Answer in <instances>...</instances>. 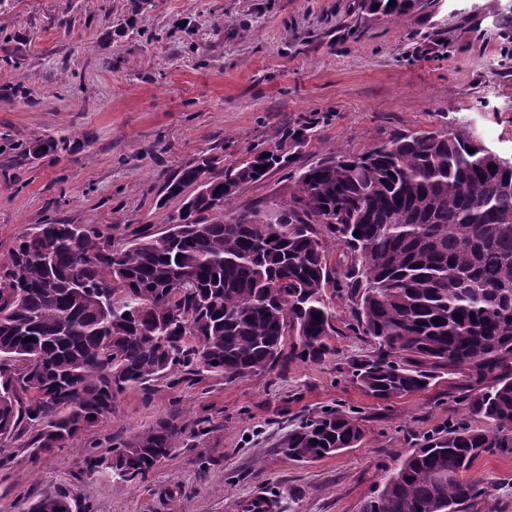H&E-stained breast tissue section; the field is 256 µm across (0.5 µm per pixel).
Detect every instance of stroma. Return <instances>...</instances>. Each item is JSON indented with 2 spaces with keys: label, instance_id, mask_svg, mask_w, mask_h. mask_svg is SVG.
<instances>
[{
  "label": "stroma",
  "instance_id": "35a3bbf8",
  "mask_svg": "<svg viewBox=\"0 0 512 512\" xmlns=\"http://www.w3.org/2000/svg\"><path fill=\"white\" fill-rule=\"evenodd\" d=\"M0 256L35 225L96 224L115 246L167 228L180 199L166 179L201 156L229 165L313 124L307 144L236 207L288 198L293 176L394 135L465 126L512 154V0H420L393 18L364 0H0ZM23 84L20 98L6 89ZM38 140L63 149L30 155ZM332 352L233 379L168 376L119 393L68 447L32 455L28 435L0 440V512H29L66 489L78 512H236L257 493L276 512H362L427 438L468 417L456 376L389 399L350 366L373 351L353 333L354 305L326 286ZM357 417L352 448L292 460L282 441L309 413ZM176 418L177 450L141 481L94 471L89 457ZM490 497L470 512H512V455L478 459Z\"/></svg>",
  "mask_w": 512,
  "mask_h": 512
}]
</instances>
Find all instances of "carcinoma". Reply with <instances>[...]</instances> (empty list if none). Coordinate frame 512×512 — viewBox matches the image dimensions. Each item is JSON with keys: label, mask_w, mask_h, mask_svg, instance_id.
Returning a JSON list of instances; mask_svg holds the SVG:
<instances>
[{"label": "carcinoma", "mask_w": 512, "mask_h": 512, "mask_svg": "<svg viewBox=\"0 0 512 512\" xmlns=\"http://www.w3.org/2000/svg\"><path fill=\"white\" fill-rule=\"evenodd\" d=\"M417 2L368 7L399 17ZM385 147L300 172L290 199L275 204V222L263 210L226 207L265 177L263 157L282 144L220 175H211L213 157L181 168L164 197L191 186L200 193L159 236L141 233L118 248L94 224L55 223L18 238L0 258V439L29 432L35 454L66 448L129 386L175 372L238 377L290 354L322 360L334 331L323 296L328 246L314 228L324 224L347 258L350 330L375 345L351 365L360 386L390 398L447 369L470 383L467 408L486 424L458 422L413 449L363 512H464L487 497L468 472L486 454H512V156L465 127L395 135ZM213 211L222 218L209 223ZM289 333L299 346L288 354ZM179 433L161 419L91 468L142 481L173 454ZM362 437L355 417L323 411L282 450L315 460ZM30 512H72L70 494L47 492Z\"/></svg>", "instance_id": "obj_1"}]
</instances>
